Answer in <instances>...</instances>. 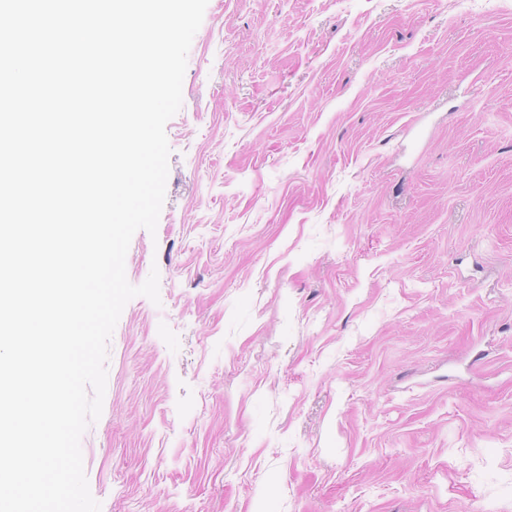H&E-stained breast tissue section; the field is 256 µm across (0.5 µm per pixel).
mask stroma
I'll return each mask as SVG.
<instances>
[{
	"instance_id": "obj_1",
	"label": "stroma",
	"mask_w": 512,
	"mask_h": 512,
	"mask_svg": "<svg viewBox=\"0 0 512 512\" xmlns=\"http://www.w3.org/2000/svg\"><path fill=\"white\" fill-rule=\"evenodd\" d=\"M182 95L101 512H512V0H208Z\"/></svg>"
}]
</instances>
